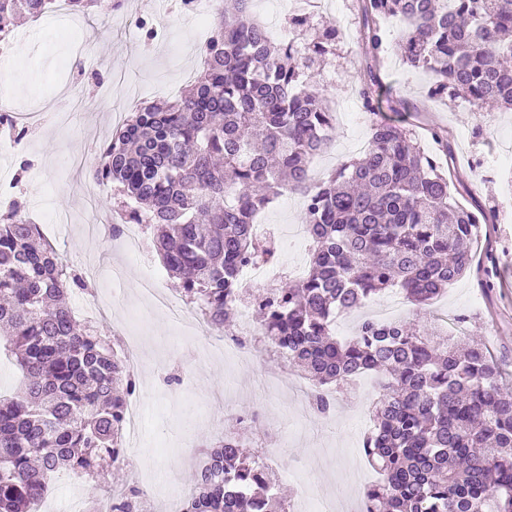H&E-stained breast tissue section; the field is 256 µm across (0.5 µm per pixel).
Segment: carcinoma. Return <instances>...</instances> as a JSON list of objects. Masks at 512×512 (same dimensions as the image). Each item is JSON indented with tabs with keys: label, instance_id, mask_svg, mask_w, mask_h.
Listing matches in <instances>:
<instances>
[{
	"label": "carcinoma",
	"instance_id": "obj_1",
	"mask_svg": "<svg viewBox=\"0 0 512 512\" xmlns=\"http://www.w3.org/2000/svg\"><path fill=\"white\" fill-rule=\"evenodd\" d=\"M69 2L107 17L123 0ZM251 3L217 9L190 89L135 106L104 142L92 179L116 187L119 212L152 230L182 298L223 331L235 319L240 272L275 253L257 236L256 214L300 193L314 243L308 273L264 289L251 307L263 338L316 385L384 373L364 441L382 475L366 490L367 512H512V388L483 349L434 341L417 321L471 269V245L494 216L459 203L451 171L392 122L371 120L360 158L314 180L311 160L336 135L321 62L336 53L342 29L298 10L286 18L293 40L275 41ZM54 6L0 0V40L19 16L33 20ZM393 17L404 23L397 50L431 74V95L512 109V0H358L357 94L366 112L377 115L385 102L398 103L394 112L415 109L408 98H382ZM26 206L18 196L0 214V347L23 375L17 392L0 395V512H34L57 472L96 478L107 460L121 468L137 389L112 344L68 305L88 284L24 218ZM394 288L416 306L415 318L363 319L352 338H336L337 317ZM272 475L226 434L203 453L183 512H288V501L253 493L274 487ZM144 496L126 482L86 512H141Z\"/></svg>",
	"mask_w": 512,
	"mask_h": 512
}]
</instances>
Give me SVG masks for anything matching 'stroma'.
I'll use <instances>...</instances> for the list:
<instances>
[{"label": "stroma", "mask_w": 512, "mask_h": 512, "mask_svg": "<svg viewBox=\"0 0 512 512\" xmlns=\"http://www.w3.org/2000/svg\"><path fill=\"white\" fill-rule=\"evenodd\" d=\"M170 3L133 0L108 22L53 10L13 31V52L0 63L10 78V97L23 105L52 103L62 113L52 128L24 143L22 150L0 151V178L14 176L19 155L32 161L22 186L32 218L55 211L70 213V226L46 225V239L75 266L85 267L87 258H95L102 273L94 284L96 294L114 291L120 297L111 314H97L99 334L127 336L140 329L144 366L137 375L136 395L144 402V416L132 464L139 485L149 493L185 498L201 445L235 431L236 414L254 403V380L277 366L278 359L268 354L253 365L215 360L196 366L197 342L178 340L171 320L149 310L141 266L126 259L113 242H94L84 230L113 213L119 202L116 191L108 190L94 204H86L80 184L88 172L72 170L86 142L108 137L118 115L130 112L137 102L177 96L198 70L206 32L195 17L178 14ZM331 15L341 25L345 41L323 70L336 113V135L313 162L322 178L342 162L358 158L369 132L368 125L351 124L352 113L360 109L355 0H332ZM142 20L153 23L154 39H145L138 26ZM79 46L87 49L81 78L70 66L72 51ZM383 71L417 106L410 114L384 111V118L410 125L429 151L435 148L429 131L438 129L454 150L458 182L470 187L496 214L475 246L481 265L439 295L424 318L447 324L449 335L459 343L479 344L499 367L504 382L512 385V167L489 178L474 170L477 158L512 152V112H476L465 101L429 96L431 75L407 66L394 51L384 59ZM71 93L86 103L77 118L65 111ZM304 221L305 211L295 194L274 199L257 218L259 226L283 235ZM115 265L124 268L117 281L110 276ZM175 365L188 380L166 385L163 378ZM288 382L287 388L270 392L269 419L252 425L245 434L250 448H262L281 493L295 495L305 474L319 479L324 490L335 495L353 496L364 484L377 481L379 475L362 449L364 431L372 422L374 393L341 388L331 412L333 428L311 426L293 435L289 428L295 416V391L311 389L312 383L295 371ZM101 492L97 480L64 473L53 481L37 512H47L52 505L61 510L72 501L85 503Z\"/></svg>", "instance_id": "35a3bbf8"}]
</instances>
